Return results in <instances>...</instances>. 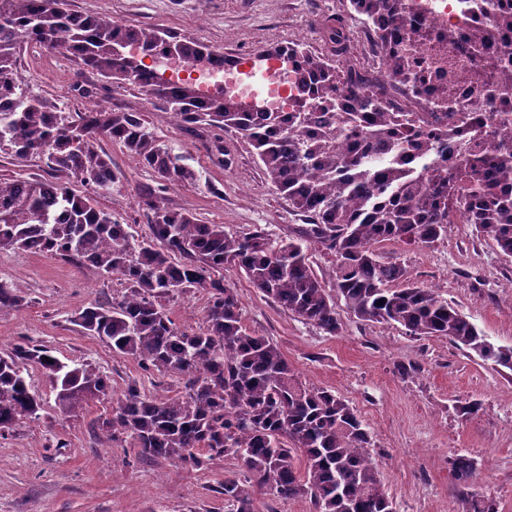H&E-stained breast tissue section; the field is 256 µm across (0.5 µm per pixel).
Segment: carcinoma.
Returning <instances> with one entry per match:
<instances>
[{"mask_svg":"<svg viewBox=\"0 0 512 512\" xmlns=\"http://www.w3.org/2000/svg\"><path fill=\"white\" fill-rule=\"evenodd\" d=\"M400 0H349L386 43L424 33L407 26ZM39 42L72 57L116 86L132 82L164 104L179 125L232 131L256 151L271 185L307 227L273 239L261 227L230 233L196 214L145 195L149 233L116 237L120 221L76 187L107 190L117 179L100 141L120 145L160 186L195 182L184 156L162 144L137 112L94 109L76 116L32 96L17 68L20 44ZM337 22L325 25L324 52L295 42L274 46L297 63L301 98L292 112H259L220 90L200 96L190 81L170 85L144 62L177 48L195 68L220 69L233 59L189 36L158 26L118 24L77 13L69 0H0V150L16 161L47 158V178H0V249L51 254L124 283L120 299L96 300L70 317L112 352L163 377L184 380L183 394L146 393L131 381L92 432L129 442L139 461L166 459L205 468L231 457L239 472L220 494L232 512H255L242 482L282 498H308L316 512H397L370 454V435L355 409L327 389H310L276 343L243 326L237 293L224 267L242 273L264 297L324 333L340 332L338 303L363 321L394 323L420 339L444 336L481 359L512 371V346H496L459 309L412 281L377 245L429 247L448 234L451 216L512 257V153L467 151L454 167L434 158L410 168L403 149L429 154L396 111L389 89L410 79L395 59L379 82L349 56ZM512 85V72L492 75L487 95ZM320 246L335 257L328 283L309 263ZM207 295L205 326L182 328L170 299ZM26 304L23 291L0 280V312ZM34 364L56 392L60 413L73 416L107 394L110 379L90 363L70 364L25 339L0 356V436L39 416L42 396L22 365ZM463 512H499L497 501L471 489L474 462L449 460Z\"/></svg>","mask_w":512,"mask_h":512,"instance_id":"obj_1","label":"carcinoma"}]
</instances>
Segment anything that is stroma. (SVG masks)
<instances>
[{
  "instance_id": "obj_1",
  "label": "stroma",
  "mask_w": 512,
  "mask_h": 512,
  "mask_svg": "<svg viewBox=\"0 0 512 512\" xmlns=\"http://www.w3.org/2000/svg\"><path fill=\"white\" fill-rule=\"evenodd\" d=\"M73 10L136 25H156L195 37L227 54L261 52L303 31L322 33L349 0H70ZM26 90L67 112L88 101L115 112H138L162 144L184 155L195 184L160 191L165 204L196 213L231 232L260 225L271 237H299L303 221L267 181L252 147L228 132L227 162L207 148V134L173 123L161 103H148L139 87L110 83L64 55L30 44L20 49ZM92 88L84 97L83 88ZM120 178L95 193L99 207L116 214L134 238L147 233L142 191L152 175L118 144L103 141ZM385 260L401 263L410 278L434 289L497 345H512V258L503 256L470 224H453L431 247L387 244ZM0 280L15 283L28 303L0 313V355L29 338L69 363H92L109 376V395L79 414L61 415L56 394L35 366L25 368L44 408L7 437H0V512H230L217 487L236 472L220 458L200 470L158 459L134 462L129 444L93 439L91 424L108 415L129 380L147 392L172 396L182 381L143 371L137 361L81 333L71 313L93 300L122 294L123 284L61 258L0 250ZM235 288L248 331L276 342L303 384L327 388L357 412L371 438L370 452L398 512H461L448 471L453 455L476 465L475 490L512 512V371L450 344L444 337L416 339L396 325L362 321L340 311L341 330L325 334L276 304L234 267L224 269ZM481 408L471 415L461 409Z\"/></svg>"
}]
</instances>
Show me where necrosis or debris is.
<instances>
[{
    "label": "necrosis or debris",
    "mask_w": 512,
    "mask_h": 512,
    "mask_svg": "<svg viewBox=\"0 0 512 512\" xmlns=\"http://www.w3.org/2000/svg\"><path fill=\"white\" fill-rule=\"evenodd\" d=\"M409 23L422 28L421 39L406 38L402 45L377 46V35L369 31L347 40L357 43V58L365 66L384 70L389 59L404 54L410 73L422 89L408 103L417 114L421 136L431 137L444 164L454 165L466 148L478 141H495L512 150V89L507 92V109L490 117L480 76L487 60L512 71V30L497 32L487 48L473 47L476 32L494 25V9L486 0H402ZM456 100L454 124L445 120L449 100Z\"/></svg>",
    "instance_id": "1"
}]
</instances>
